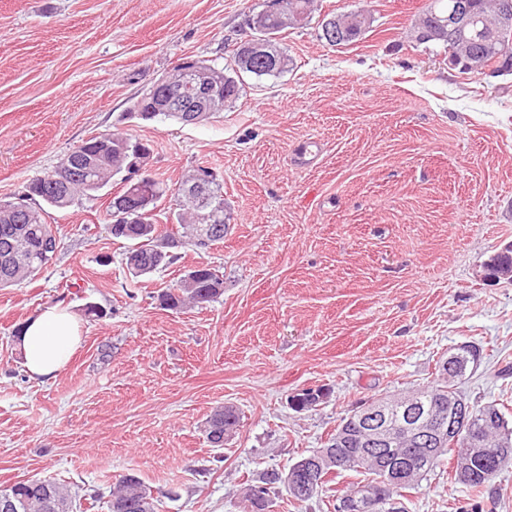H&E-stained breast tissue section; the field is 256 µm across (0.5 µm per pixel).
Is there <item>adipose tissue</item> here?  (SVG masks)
<instances>
[{
	"label": "adipose tissue",
	"instance_id": "obj_1",
	"mask_svg": "<svg viewBox=\"0 0 512 512\" xmlns=\"http://www.w3.org/2000/svg\"><path fill=\"white\" fill-rule=\"evenodd\" d=\"M82 342V328L61 305L44 308L27 319L17 339L23 364L31 378L55 379L70 363Z\"/></svg>",
	"mask_w": 512,
	"mask_h": 512
}]
</instances>
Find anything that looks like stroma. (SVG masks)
Instances as JSON below:
<instances>
[{"instance_id":"stroma-1","label":"stroma","mask_w":512,"mask_h":512,"mask_svg":"<svg viewBox=\"0 0 512 512\" xmlns=\"http://www.w3.org/2000/svg\"><path fill=\"white\" fill-rule=\"evenodd\" d=\"M432 0H317L286 30L288 73L259 81L192 125L130 118L142 87L186 58L229 64L267 0H0V198L86 140L122 132L175 186L198 164L224 183L223 242L177 249L132 278L105 228L109 185L52 214L61 239L31 281L0 288V488L30 478L101 500L137 475L156 512H243L265 471L321 447L360 402L430 385L461 344L480 348L460 385L512 419V281L485 275L512 244V74H463L413 28ZM367 10L356 42L332 46L323 18ZM316 140L313 163L294 146ZM224 279L212 302L157 296L191 266ZM76 313L83 342L54 380L29 377L15 332L42 308ZM101 310L86 313V304ZM312 389L309 410L291 398ZM240 423L224 447L205 427L223 405ZM350 476L268 512H335ZM447 473L409 491L407 512H464Z\"/></svg>"}]
</instances>
